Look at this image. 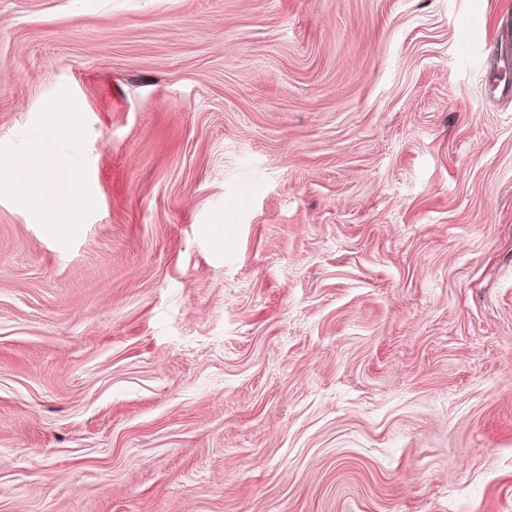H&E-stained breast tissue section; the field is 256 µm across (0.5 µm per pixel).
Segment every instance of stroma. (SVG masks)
Listing matches in <instances>:
<instances>
[{"instance_id":"1","label":"stroma","mask_w":512,"mask_h":512,"mask_svg":"<svg viewBox=\"0 0 512 512\" xmlns=\"http://www.w3.org/2000/svg\"><path fill=\"white\" fill-rule=\"evenodd\" d=\"M509 14L0 0V512H512ZM32 165L28 177H17L6 182H1V189H6L20 203L28 205L38 213L44 224H54L52 216L35 204L30 189V180H46L54 178L60 170V165L55 161L43 156L39 151L33 152Z\"/></svg>"}]
</instances>
